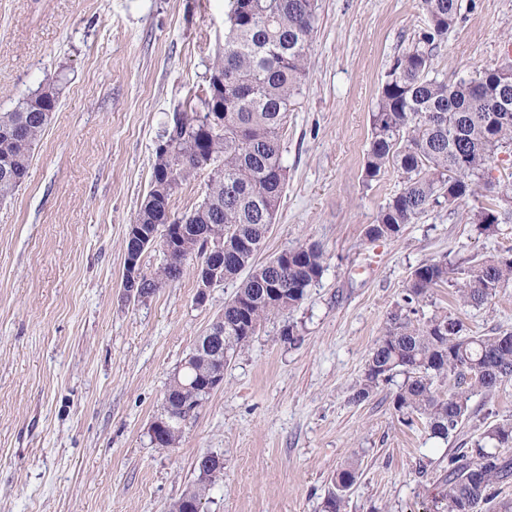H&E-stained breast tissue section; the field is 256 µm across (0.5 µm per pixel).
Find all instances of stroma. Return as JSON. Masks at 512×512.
<instances>
[{
  "mask_svg": "<svg viewBox=\"0 0 512 512\" xmlns=\"http://www.w3.org/2000/svg\"><path fill=\"white\" fill-rule=\"evenodd\" d=\"M229 10L230 0H0V112L46 81L62 87L25 183L0 201V512H166L205 454L224 461L206 512H321L352 461L345 512H436L429 489L449 454L512 419V380L473 395L446 441L424 420L404 425L391 386L352 399L412 270L512 248V221L493 236L470 221L512 182V155L467 203L369 240L367 225L403 187L390 165L365 178L371 113L428 22L418 0H317L282 136L287 182L255 261L315 243L324 271L234 354L178 447L152 444L170 378L241 281L196 304L188 261L179 279L127 299L125 237L165 122L208 86ZM461 14L433 57L450 83L495 66L512 42V0H462ZM420 309L452 314L471 336L512 331V287L481 308L437 288Z\"/></svg>",
  "mask_w": 512,
  "mask_h": 512,
  "instance_id": "stroma-1",
  "label": "stroma"
}]
</instances>
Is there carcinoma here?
I'll list each match as a JSON object with an SVG mask.
<instances>
[{
  "label": "carcinoma",
  "mask_w": 512,
  "mask_h": 512,
  "mask_svg": "<svg viewBox=\"0 0 512 512\" xmlns=\"http://www.w3.org/2000/svg\"><path fill=\"white\" fill-rule=\"evenodd\" d=\"M420 7L428 29L395 60L371 113L365 177L375 179L388 163L405 175L403 189L368 225L372 241L398 237L405 225L442 200L450 205L467 201L476 183L489 174L498 150L512 145V109L504 112L498 103L501 84L512 89V58L454 84L438 80L431 76L433 46L456 26L461 0H420ZM315 14L316 0H231L224 51L212 66L224 76V90L209 87L200 99L203 112L224 114L223 128L202 129L203 112L176 113L162 134L168 151L155 153L148 192L155 205L140 207L134 219L143 228L164 224L172 196L197 169L208 167L210 173L203 201L178 216L180 224L171 233L179 243L158 277L143 276V295L154 292L160 277L179 278L189 259L198 267L220 266L225 281L249 270L224 305V345L191 359L170 380L164 426L151 436L159 449L179 444L189 411L200 398L202 374L215 362L227 363L269 315L298 304L322 275L325 256L316 243L288 251L286 267L254 265L285 188L282 134L306 77ZM59 98V83L49 81L12 111L0 112V201L25 182L33 146ZM504 206L512 207V194L473 209L471 223L482 234H496ZM221 244L222 255L214 252ZM444 284L454 289L460 305H485L512 285V248L469 258L456 268L426 262L414 269L403 298L409 312L391 314L352 400L369 399L380 385L402 374L404 380L393 393L396 410L409 420L425 419L430 436L446 441L469 414L473 394L492 395L512 379V331L467 336L462 322L450 315L415 318V305ZM511 447L512 420L506 419L488 427L472 447L450 455L439 480L443 512H483L494 500L495 485L512 479V458L499 452ZM204 462L210 463L206 477L169 505L168 512H204L206 492L224 473V463L213 456H204ZM357 475L355 463L336 472L323 512H343Z\"/></svg>",
  "instance_id": "1"
}]
</instances>
